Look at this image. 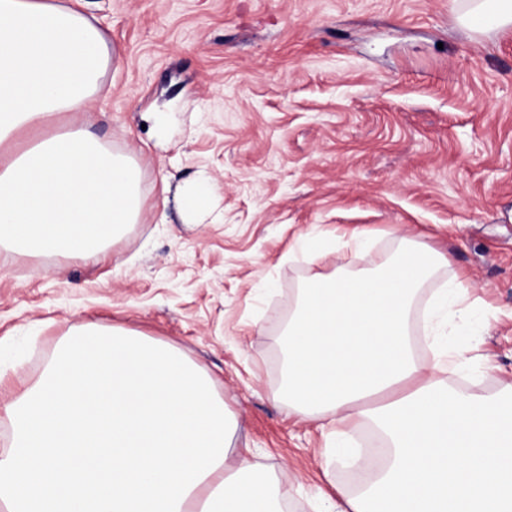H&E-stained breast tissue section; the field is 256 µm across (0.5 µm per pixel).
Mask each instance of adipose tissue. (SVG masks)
<instances>
[{
    "mask_svg": "<svg viewBox=\"0 0 512 512\" xmlns=\"http://www.w3.org/2000/svg\"><path fill=\"white\" fill-rule=\"evenodd\" d=\"M462 25L512 27V0H466ZM113 52L102 30L57 0H0V247L37 254L100 248L141 205L140 170L88 126L44 130L86 111ZM444 255L403 243L373 271L304 283L288 323L284 392L302 419L349 453L351 421L389 449L330 512H512V400L450 389L460 350L420 358L412 307ZM0 456L7 512H280L288 487L246 453L224 462L237 427L207 378L170 346L93 321L69 337L36 386L9 409Z\"/></svg>",
    "mask_w": 512,
    "mask_h": 512,
    "instance_id": "adipose-tissue-1",
    "label": "adipose tissue"
}]
</instances>
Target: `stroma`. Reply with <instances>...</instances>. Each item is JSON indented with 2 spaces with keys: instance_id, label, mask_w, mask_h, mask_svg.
Wrapping results in <instances>:
<instances>
[{
  "instance_id": "stroma-1",
  "label": "stroma",
  "mask_w": 512,
  "mask_h": 512,
  "mask_svg": "<svg viewBox=\"0 0 512 512\" xmlns=\"http://www.w3.org/2000/svg\"><path fill=\"white\" fill-rule=\"evenodd\" d=\"M118 52L89 126L141 172L142 207L98 262L0 249V452L7 405L80 319L166 343L238 419L228 464L253 449L314 512L347 486L333 438L282 395L281 339L300 286L422 242L469 285L448 323L452 388L512 394V28L476 32L458 0H84ZM205 205L183 204L188 184ZM368 241L359 256L353 232ZM332 252L308 261V234Z\"/></svg>"
}]
</instances>
